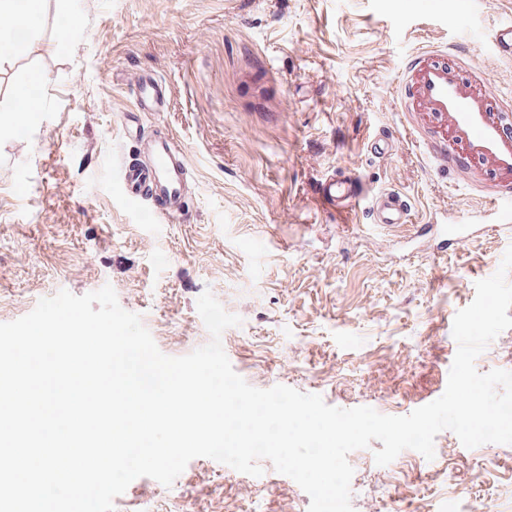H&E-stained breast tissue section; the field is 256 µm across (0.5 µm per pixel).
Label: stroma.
I'll return each instance as SVG.
<instances>
[{
  "instance_id": "35a3bbf8",
  "label": "stroma",
  "mask_w": 512,
  "mask_h": 512,
  "mask_svg": "<svg viewBox=\"0 0 512 512\" xmlns=\"http://www.w3.org/2000/svg\"><path fill=\"white\" fill-rule=\"evenodd\" d=\"M512 0H45L37 19L0 18V111L40 81L38 121L0 136V323L39 299L104 285L140 315L159 350L183 356L211 336L197 299L211 291L241 325L221 335L248 384H281L339 408L403 416L439 398L457 351L455 314L512 246V214L437 166L436 124L402 111L400 74L422 48L467 46L449 62L485 71L512 115V60L494 49ZM165 88L140 135L173 134L191 183L169 221L126 201L117 171L138 155L124 131L133 76ZM402 148L372 153L379 137ZM361 171L372 192L396 190L411 225L376 227L359 207L326 213L317 188ZM453 210L471 236L460 250L417 233ZM380 441L352 451L354 512H443L449 498L512 512V445L467 448L449 430L435 456L401 452L377 465ZM495 457L483 484L472 475ZM252 477L206 457L171 486L135 479L128 512H302L299 486L262 461ZM398 495H391V488Z\"/></svg>"
}]
</instances>
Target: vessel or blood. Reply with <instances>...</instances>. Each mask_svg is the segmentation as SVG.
<instances>
[{"instance_id":"b4317fda","label":"vessel or blood","mask_w":512,"mask_h":512,"mask_svg":"<svg viewBox=\"0 0 512 512\" xmlns=\"http://www.w3.org/2000/svg\"><path fill=\"white\" fill-rule=\"evenodd\" d=\"M404 100H417L434 112L438 133L450 147L449 168L458 180L468 182L478 166H490L498 180V190L487 196L494 211L512 210V130L499 116L503 92L491 80L461 75L449 68L446 56L427 50L417 53L405 66L401 80ZM137 111L127 113L126 124L138 123L139 112L161 106V86L143 76L135 86ZM143 158L127 163L118 171L124 197L133 203L149 202L159 217L178 213L186 198L191 174L186 153L174 136L155 133L142 138ZM319 197L336 214L351 215L352 208L368 201L373 223L388 226L409 221L407 204L395 191L370 193L356 171L334 173L321 181ZM433 231L442 242L464 246L469 239L468 225L448 214Z\"/></svg>"}]
</instances>
